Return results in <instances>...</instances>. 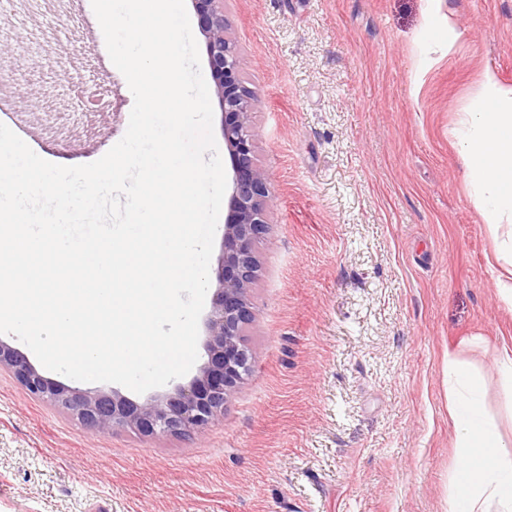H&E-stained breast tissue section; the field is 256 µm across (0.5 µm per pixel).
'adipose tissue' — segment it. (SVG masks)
I'll return each mask as SVG.
<instances>
[{
    "label": "adipose tissue",
    "instance_id": "obj_1",
    "mask_svg": "<svg viewBox=\"0 0 512 512\" xmlns=\"http://www.w3.org/2000/svg\"><path fill=\"white\" fill-rule=\"evenodd\" d=\"M458 148L488 233L498 237L501 225L512 223V90L502 91L493 74L484 76ZM448 418L461 450L448 512H512V452L485 413L479 381L453 356Z\"/></svg>",
    "mask_w": 512,
    "mask_h": 512
}]
</instances>
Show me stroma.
I'll list each match as a JSON object with an SVG mask.
<instances>
[{
    "label": "stroma",
    "mask_w": 512,
    "mask_h": 512,
    "mask_svg": "<svg viewBox=\"0 0 512 512\" xmlns=\"http://www.w3.org/2000/svg\"><path fill=\"white\" fill-rule=\"evenodd\" d=\"M224 19L273 197L254 367L204 432L152 438L90 433L0 369V512H448L452 355L512 451V311L456 138L485 71L512 89V0H224ZM46 28L49 55L0 76V123L88 164L133 95L91 0L0 16L22 45ZM89 82L109 108L68 112Z\"/></svg>",
    "instance_id": "stroma-1"
}]
</instances>
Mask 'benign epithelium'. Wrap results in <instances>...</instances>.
<instances>
[{
  "label": "benign epithelium",
  "mask_w": 512,
  "mask_h": 512,
  "mask_svg": "<svg viewBox=\"0 0 512 512\" xmlns=\"http://www.w3.org/2000/svg\"><path fill=\"white\" fill-rule=\"evenodd\" d=\"M207 39L208 64L223 108L222 131L231 166L218 286L207 320V359L192 379L142 402L118 392L81 391L40 373L26 356L0 340V367L36 399L75 416L91 433L128 428L143 437L206 428L248 375L253 354L243 336L253 320L248 291L256 273V242L268 231V176L255 162L250 115L253 93L238 76L239 58L226 37L224 0H192Z\"/></svg>",
  "instance_id": "obj_1"
}]
</instances>
